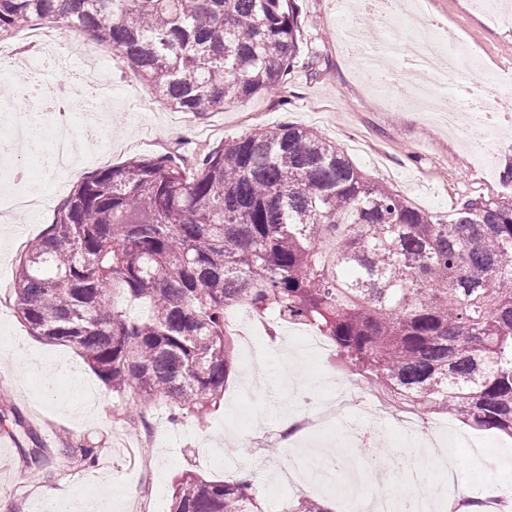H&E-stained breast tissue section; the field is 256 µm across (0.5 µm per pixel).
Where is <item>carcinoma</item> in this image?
<instances>
[{
    "mask_svg": "<svg viewBox=\"0 0 512 512\" xmlns=\"http://www.w3.org/2000/svg\"><path fill=\"white\" fill-rule=\"evenodd\" d=\"M33 19L92 33L192 114L287 82L301 33L295 0H0V38ZM9 293L34 335L75 349L116 392L206 409L234 367L225 310L246 305L317 328L336 366L395 406L512 438V199H464L444 222L312 129H256L189 176L171 156L91 173ZM60 454L96 459L85 446ZM287 507L331 512L303 493ZM170 512L263 508L247 475L187 472Z\"/></svg>",
    "mask_w": 512,
    "mask_h": 512,
    "instance_id": "cac0c4a2",
    "label": "carcinoma"
}]
</instances>
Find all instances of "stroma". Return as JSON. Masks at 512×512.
<instances>
[{"label": "stroma", "mask_w": 512, "mask_h": 512, "mask_svg": "<svg viewBox=\"0 0 512 512\" xmlns=\"http://www.w3.org/2000/svg\"><path fill=\"white\" fill-rule=\"evenodd\" d=\"M297 2L300 51L287 83L220 109L192 115L159 99L153 111H140L135 99L151 96V89L116 56L101 60L99 68L112 83L109 136L84 147L71 171H47L26 184V192L46 198L49 205L17 214L13 232H0V276L13 279L19 242L34 241L46 231L63 201L99 169L98 155H106L111 165L139 156L131 142L147 132L164 141L165 153L193 162L220 142L258 127H307L335 142L368 175L444 220L460 200L512 197V181L503 176L512 161V134L497 136L479 150L475 144L484 142L482 129L459 140L436 126L425 108L409 102L415 85L429 84L444 103H454L467 73L441 85L427 71L406 64L391 91L382 92L346 48L349 27L339 21L336 0ZM420 8L428 20L446 28L451 42L496 74L498 82L484 100L495 113L512 117V19L495 18L492 0H420ZM54 27V22L38 19L31 29L1 40L0 62L14 57L19 71L30 72L49 52L32 41V30ZM28 340L45 365L43 371L20 377L0 367V512H42L50 500L60 512H70L81 500L84 481L98 486L108 512H129L122 494L128 486L137 488L136 501L147 512H169L175 478L190 471L221 480L226 476L223 459L240 457L255 475L265 512H280L282 502L294 495V488L281 479L292 448H268L259 458H248L236 440L241 415L269 427L282 423L285 395L278 367L285 351L280 342L258 334L264 364L247 368L243 353L235 352L223 399L200 415L177 420L173 405L114 392L75 350L30 336L12 298L0 293V355ZM59 361L68 363V375L55 372ZM441 420L456 439L449 457L461 467L466 487L476 488L481 498L494 495L506 477L489 480L487 465L478 461L473 445L481 443L498 459L512 460V439L473 430L450 414ZM142 430L153 441L146 458L135 448V434ZM65 442L94 447L95 465L83 469L62 461L59 448ZM32 448L42 449L48 459L40 478L29 474Z\"/></svg>", "instance_id": "stroma-1"}]
</instances>
